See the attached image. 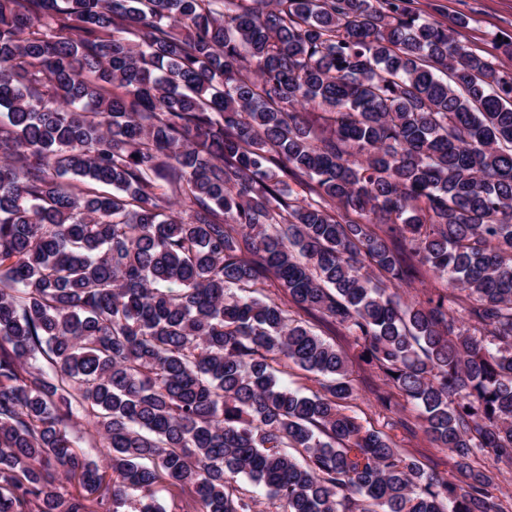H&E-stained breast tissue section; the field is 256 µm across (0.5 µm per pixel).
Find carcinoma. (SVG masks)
Returning a JSON list of instances; mask_svg holds the SVG:
<instances>
[{"instance_id": "carcinoma-1", "label": "carcinoma", "mask_w": 512, "mask_h": 512, "mask_svg": "<svg viewBox=\"0 0 512 512\" xmlns=\"http://www.w3.org/2000/svg\"><path fill=\"white\" fill-rule=\"evenodd\" d=\"M409 2L0 0V512H164L165 482L254 512L239 476L281 512H512V36ZM425 267L447 287L390 293ZM270 277L454 480L345 413L346 356ZM292 318L302 321L328 343L344 352L348 358L349 378L355 389V397L347 402L349 413L356 415L366 428L384 431L392 436L397 448L414 461L427 473H434L444 479L454 480V466L448 450L436 448L419 429L417 408L398 396L400 405L391 412L382 409L375 401L371 389L373 384H380L376 376L377 370L359 358V347H356L345 331L337 328L321 317L320 314L307 313L288 303ZM405 419L413 430L402 427L390 429L387 421ZM275 367L281 371L280 378L290 388L299 389L306 395L320 390L318 381L312 375L298 369L293 364L288 365V363L281 362Z\"/></svg>"}]
</instances>
